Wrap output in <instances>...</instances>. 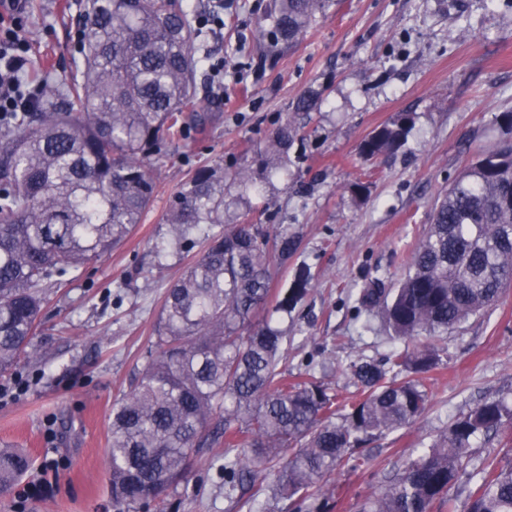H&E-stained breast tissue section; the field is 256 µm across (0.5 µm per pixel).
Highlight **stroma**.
<instances>
[{"label": "stroma", "instance_id": "35a3bbf8", "mask_svg": "<svg viewBox=\"0 0 512 512\" xmlns=\"http://www.w3.org/2000/svg\"><path fill=\"white\" fill-rule=\"evenodd\" d=\"M224 26L202 45L224 65L223 88L197 67V97L220 117L203 136L167 140L153 202L124 244L53 289L34 340L37 358L0 376V448L27 449L32 468L0 512H115L106 476L112 404L143 366L163 293L188 263L167 238L173 195L203 165L224 166L223 220L287 229L296 241L278 287L302 268L313 280L282 327L289 375L311 367L338 401L351 399V362L378 360L393 345L354 296L409 270L435 205L475 155L512 139V0H332L300 42L277 58L255 48L272 0H225ZM86 0H30L24 28L31 78L67 85L82 63L76 32ZM310 95L315 107L295 109ZM410 116L404 143L364 159L365 139ZM292 123L288 163L272 167L269 138ZM254 173L252 186L235 179ZM422 417L366 443V463L328 476L329 512H360L403 468L413 449L442 436L461 413L495 397L512 402V287L461 328L437 338ZM204 449L188 486L142 512H275L269 493L224 497V474Z\"/></svg>", "mask_w": 512, "mask_h": 512}]
</instances>
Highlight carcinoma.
I'll use <instances>...</instances> for the list:
<instances>
[{
	"label": "carcinoma",
	"instance_id": "cac0c4a2",
	"mask_svg": "<svg viewBox=\"0 0 512 512\" xmlns=\"http://www.w3.org/2000/svg\"><path fill=\"white\" fill-rule=\"evenodd\" d=\"M330 0H273L264 49L292 46ZM80 78L32 112L0 118V375L34 357L33 338L52 289L112 252L150 207L160 145L216 114L195 98L193 23L181 0H90ZM410 118L383 126L367 158L398 146ZM296 128L270 143L288 162ZM221 164L198 169L167 214L169 248L202 251L166 288L139 377L112 406L108 479L117 512H138L189 483L193 457L224 436V494L244 478L282 512H324L323 480L365 460L367 439L415 423L426 408L431 345L394 351L382 364L350 365L359 398L342 407L307 371L288 382V337L272 324L301 301L310 269L268 310L271 284L288 261V231L227 224ZM512 286V140L466 165L435 206L410 270L396 288L375 279L357 310L379 309L391 339L435 338L495 305ZM512 428V405L486 399L461 414L369 497L362 512H512V461L487 454L472 467L479 433ZM291 448L288 457L283 449ZM21 448H0V494L30 469Z\"/></svg>",
	"mask_w": 512,
	"mask_h": 512
}]
</instances>
